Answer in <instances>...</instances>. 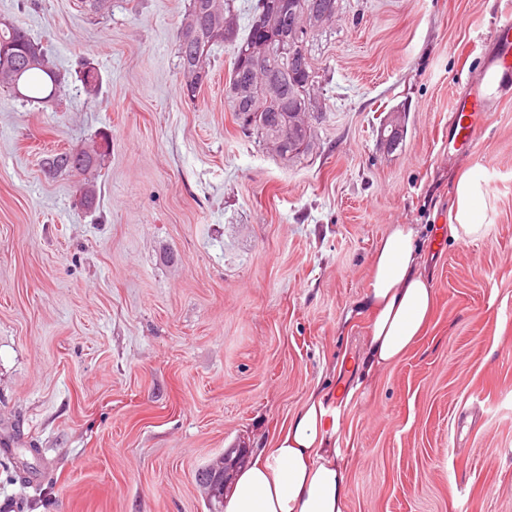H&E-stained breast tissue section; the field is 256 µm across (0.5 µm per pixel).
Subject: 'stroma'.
Returning <instances> with one entry per match:
<instances>
[{"label":"stroma","mask_w":512,"mask_h":512,"mask_svg":"<svg viewBox=\"0 0 512 512\" xmlns=\"http://www.w3.org/2000/svg\"><path fill=\"white\" fill-rule=\"evenodd\" d=\"M77 2L0 0L65 82L55 109L0 90V512H209L198 470L270 447L317 387L336 392L345 512H512V82L477 149L449 143L512 0H341L311 45L323 112L291 161L238 131L233 44L181 97L187 0ZM104 133L83 210L41 163ZM470 169L491 222L461 241L449 208ZM397 224L435 309L368 377L362 301Z\"/></svg>","instance_id":"stroma-1"}]
</instances>
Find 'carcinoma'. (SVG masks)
I'll return each instance as SVG.
<instances>
[{"instance_id":"obj_1","label":"carcinoma","mask_w":512,"mask_h":512,"mask_svg":"<svg viewBox=\"0 0 512 512\" xmlns=\"http://www.w3.org/2000/svg\"><path fill=\"white\" fill-rule=\"evenodd\" d=\"M235 0H188L186 17L176 44L177 65L181 74V94L188 97L187 82L209 76L214 46L226 41H239L225 95L234 123L246 138L255 137L272 145L285 160L305 155L310 150L314 129L312 124L299 126L287 136L283 126L291 114L310 112L314 107V91L318 85L309 50L310 38L332 20L322 17L321 9L328 0H256L249 16L248 33L238 39ZM308 17V28L301 32L303 56L294 66L289 64L286 42L292 22ZM10 42L13 53L0 63V86L14 97L30 103H47L61 98L64 78L48 59L27 58L33 39L20 26L0 23V43ZM20 76L12 82L10 72ZM90 99L98 97L101 78L97 70H85L79 77ZM272 81L278 97L268 99L261 85ZM104 147L65 149L46 158L48 175L66 172L86 175L98 171L111 151L109 136L100 137Z\"/></svg>"}]
</instances>
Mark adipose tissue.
Wrapping results in <instances>:
<instances>
[{
	"label": "adipose tissue",
	"instance_id": "ef3b65f1",
	"mask_svg": "<svg viewBox=\"0 0 512 512\" xmlns=\"http://www.w3.org/2000/svg\"><path fill=\"white\" fill-rule=\"evenodd\" d=\"M487 210L485 179L474 171L464 174L451 205L452 237L480 238ZM416 238L411 225H395L373 254L367 292L368 369L396 363L423 336L432 318L435 295L421 270ZM327 397V392L312 391L273 447L258 452L235 473L224 512H344L347 474L330 446L337 421Z\"/></svg>",
	"mask_w": 512,
	"mask_h": 512
}]
</instances>
